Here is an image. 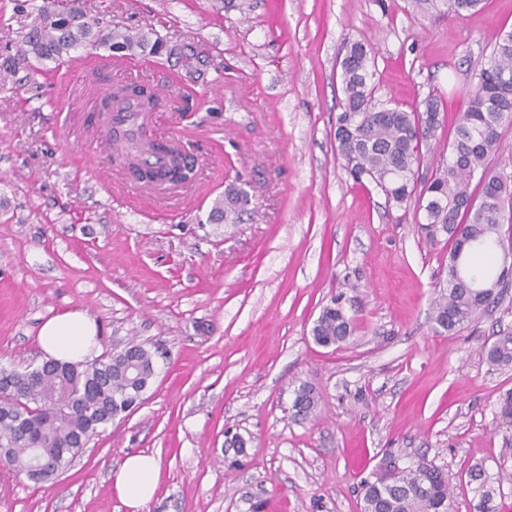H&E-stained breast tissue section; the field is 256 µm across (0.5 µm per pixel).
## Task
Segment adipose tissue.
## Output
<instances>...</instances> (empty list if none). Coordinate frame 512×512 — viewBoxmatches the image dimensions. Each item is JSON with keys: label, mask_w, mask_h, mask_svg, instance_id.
I'll return each mask as SVG.
<instances>
[{"label": "adipose tissue", "mask_w": 512, "mask_h": 512, "mask_svg": "<svg viewBox=\"0 0 512 512\" xmlns=\"http://www.w3.org/2000/svg\"><path fill=\"white\" fill-rule=\"evenodd\" d=\"M97 328L85 312L67 310L47 319L40 327V345L48 358L79 362L90 357ZM160 463L155 456H128L114 477V489L131 512H144L153 499Z\"/></svg>", "instance_id": "1"}]
</instances>
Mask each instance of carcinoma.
<instances>
[{"label": "carcinoma", "mask_w": 512, "mask_h": 512, "mask_svg": "<svg viewBox=\"0 0 512 512\" xmlns=\"http://www.w3.org/2000/svg\"><path fill=\"white\" fill-rule=\"evenodd\" d=\"M482 0H442L448 14L460 16ZM82 44L105 46L133 54L139 50L161 56L169 49L157 37L101 28L77 7L58 9L48 0L39 9L38 24L22 39L16 54L4 58L7 67L52 60H73L71 51ZM370 44L355 41L342 61L341 112L336 115L337 155L351 177L367 178L388 202L402 206L415 193V175L422 146L441 125L440 101L429 96L407 112L377 103ZM112 103L121 111L141 110L142 99L116 93ZM512 120V31L500 32L489 64L478 73L466 109L457 116L455 137L440 152L430 181L420 191L417 210L423 212L421 230L435 240L448 236L446 286L434 301L433 320L454 335L490 304L500 285L512 273V252H499L503 211L512 209V185L488 167V157L499 150V128ZM477 189H472V182ZM249 205L242 188L231 187L215 200L209 218L235 223ZM355 326L340 300L323 307L312 327L315 342L339 346L354 334ZM486 361L498 368L512 367V333L484 347ZM156 374L154 354L139 343L109 352L91 362L47 361L24 372H0V463L27 478L42 482L65 468L100 429L116 417L139 407ZM292 408L302 417L316 407L313 389L301 384L293 390ZM496 419L512 427V391L499 400ZM361 512H453V489L439 467L421 459L406 468L377 471L361 482Z\"/></svg>", "instance_id": "1"}]
</instances>
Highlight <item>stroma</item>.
Listing matches in <instances>:
<instances>
[{
    "mask_svg": "<svg viewBox=\"0 0 512 512\" xmlns=\"http://www.w3.org/2000/svg\"><path fill=\"white\" fill-rule=\"evenodd\" d=\"M42 3L0 0V61ZM91 13L198 51L195 83L176 55L73 52L92 56L103 85L163 90L153 130L190 139L195 175L143 197L91 134L97 100L82 78L51 61L0 64V368L41 365L37 332L64 310L96 322L97 354L131 341L157 352L139 407L57 478L0 464V512H129L112 475L137 453L160 461L147 512H361L360 483L388 454L440 467L455 512H481L479 468L496 512H512V429L494 420L512 368L483 355L512 330V285L443 332L432 302L449 242L425 238L416 202L395 208L355 183L334 141L341 62L362 40L379 103L444 104L425 185L496 34L512 30V0L461 17L410 0H92ZM231 183L248 191L247 210L210 223ZM336 297L356 330L326 348L311 329ZM302 383L318 396L305 419L291 410ZM228 428L247 441L236 468Z\"/></svg>",
    "mask_w": 512,
    "mask_h": 512,
    "instance_id": "stroma-1",
    "label": "stroma"
}]
</instances>
